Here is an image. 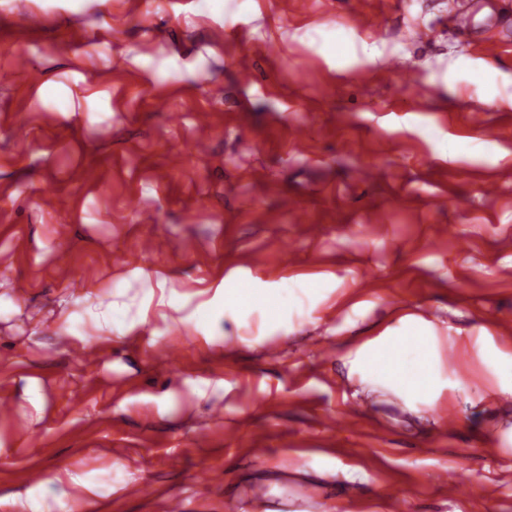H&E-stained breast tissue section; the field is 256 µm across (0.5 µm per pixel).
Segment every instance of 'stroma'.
I'll list each match as a JSON object with an SVG mask.
<instances>
[{
  "label": "stroma",
  "mask_w": 512,
  "mask_h": 512,
  "mask_svg": "<svg viewBox=\"0 0 512 512\" xmlns=\"http://www.w3.org/2000/svg\"><path fill=\"white\" fill-rule=\"evenodd\" d=\"M455 5L0 0V512H512V0ZM407 308L446 405L344 363Z\"/></svg>",
  "instance_id": "35a3bbf8"
}]
</instances>
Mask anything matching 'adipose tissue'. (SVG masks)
I'll return each instance as SVG.
<instances>
[{
    "instance_id": "adipose-tissue-1",
    "label": "adipose tissue",
    "mask_w": 512,
    "mask_h": 512,
    "mask_svg": "<svg viewBox=\"0 0 512 512\" xmlns=\"http://www.w3.org/2000/svg\"><path fill=\"white\" fill-rule=\"evenodd\" d=\"M346 362L351 372L362 371L398 391L427 396L430 404L445 396L436 329L416 314H403L397 326L356 346Z\"/></svg>"
}]
</instances>
